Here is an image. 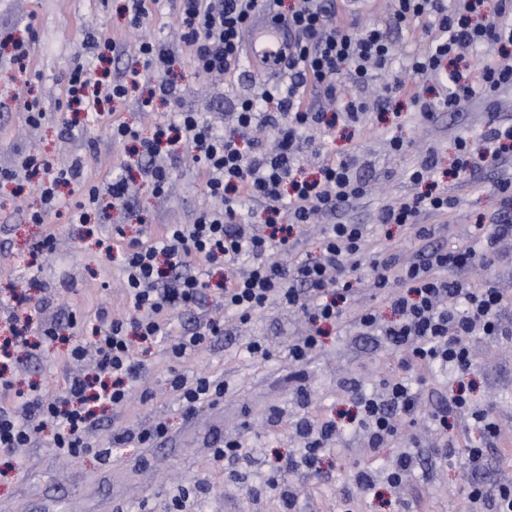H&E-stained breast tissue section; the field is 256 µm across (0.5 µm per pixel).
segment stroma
Segmentation results:
<instances>
[{
	"instance_id": "stroma-1",
	"label": "stroma",
	"mask_w": 512,
	"mask_h": 512,
	"mask_svg": "<svg viewBox=\"0 0 512 512\" xmlns=\"http://www.w3.org/2000/svg\"><path fill=\"white\" fill-rule=\"evenodd\" d=\"M126 5V0H0V38L27 41L32 61L30 71L21 73L8 55L0 54V169L18 168L25 154L39 152L62 166L84 157L89 179L101 186L113 175H124L142 223H126L124 213L112 208L105 193L92 222L106 233L114 225H123L132 239L155 235L164 224L192 223L199 211L221 208L222 203L209 195L204 176L187 156L176 163L166 194L152 195L143 173L148 159L113 143V121H124L146 135L153 117L170 116L180 107L200 113L220 134L231 125L238 99L259 98L266 82L247 71L235 79L195 73L188 50L175 39L180 0H150L148 19L138 30L128 24ZM91 28L116 44L108 65L115 81L141 68L137 56L141 38L152 36L175 47L180 103H158L149 115L132 97L116 113L78 117L66 113L62 78L94 63L93 52L85 46ZM393 79V74H385L365 90L371 107L359 133L350 137L338 128L317 129L311 145L303 149L299 165L307 175L316 171L317 157L353 151L359 174L371 191L349 210L319 217L304 228L295 246L298 255L317 257L314 243L327 225L346 222L367 225L371 239L408 261L426 245L451 248L475 234L477 217L495 215L498 202L492 186L498 178L512 177V161L448 179V192L457 197L458 205L445 216H422V223L431 230L427 241L416 240L411 229L377 224L383 205L421 192V185L408 178L417 156L434 153L438 170H448L455 159L457 138H468L474 148H482L488 122V104L479 95L430 123L422 120L418 105L406 97L390 98L385 109H378L374 102ZM24 85L46 111L36 129L28 125L27 114L15 99ZM395 136L413 141V153H393L390 140ZM37 184L34 177L0 182V314L14 293L42 300V308L28 324L33 341H39L43 324L66 321L70 314L84 313L92 323L100 312L113 316L126 308L123 271L116 264L103 268L97 238L87 235L85 226L54 216L45 225L28 223V213L40 205ZM49 231L56 237L54 252L31 259V244ZM218 314L224 320L223 336L184 359L179 370L190 380L202 372L226 380L229 388L222 400L202 405L192 419H185L176 393L166 383L169 364L164 347H151L142 356L145 370L140 391L124 406L101 416L89 433L91 453L69 459L42 438L22 449L19 459L0 457V512H173L175 497L185 489L191 492L185 512H279L278 499H258L248 491L272 474L293 493L290 512H468L466 489L472 478L512 483V337L470 336L473 365L465 377L452 371H413L424 417L414 427L413 437L398 436L376 450L353 421L356 408L345 383L355 379L367 390H380L394 362L382 337L360 336L350 327L340 332L328 329L301 379L295 381L289 376L288 349L309 329L307 318L274 303L244 325L235 314L220 313L215 296L209 293L196 312L172 314L169 333L181 334L195 316ZM252 338L267 341L268 358L246 351ZM66 354V344H41L33 358L10 374L16 386L38 382L49 393H63L66 373L61 361ZM461 380L471 386L476 406L493 407L502 428L501 440L486 450V465L476 474L463 469L457 459L436 456L438 435L428 418ZM304 416H326L341 425L335 451L324 456L316 479L300 469L274 470L278 457L298 452L301 442L294 426ZM159 420L168 423L169 432L152 447H113L114 429L143 430ZM238 436L251 455L238 465L240 483L229 484L213 450ZM100 448L110 449V456L98 457ZM405 453L418 462L414 474L401 485H388L387 470ZM357 465L375 473L377 487L347 502L341 488L351 482Z\"/></svg>"
}]
</instances>
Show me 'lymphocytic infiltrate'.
I'll return each instance as SVG.
<instances>
[{"mask_svg": "<svg viewBox=\"0 0 512 512\" xmlns=\"http://www.w3.org/2000/svg\"><path fill=\"white\" fill-rule=\"evenodd\" d=\"M259 0H182V43L190 52L195 69L202 74L231 76L242 65L244 25ZM287 17L300 36L295 55L288 61L287 86H273L260 99L238 102L232 126L216 134L198 113L180 110L175 120L155 125L151 137L124 122L112 125L114 143H140L144 156L159 148L171 153L189 152L212 197L222 201L218 210L198 214L190 224H166L150 241L126 239L122 226L102 240L106 262L120 261L125 274L129 314L97 318L92 330L96 365L92 373L71 375L65 393L44 401L43 389L33 384L15 388L5 371L29 349L24 331L11 328L0 340V392L11 396L14 406L0 408V455H8L41 435L67 458H78L92 447L87 434L97 425L104 409L123 405L143 372L139 350L165 342L166 355L174 367L167 383L177 393L185 417H192L206 403L223 398L224 381L200 374L187 380L176 365L209 340L223 335L222 325L206 319L180 336L169 337V314L195 307L204 288H213L220 304L240 319L264 311L272 301L307 317L312 327L291 345L288 356L294 366L306 364L318 349L324 326L338 328L352 323L361 336H384L395 357L392 374L383 380L380 392H370L359 382L347 390L360 418L358 425L371 448L378 449L401 433L418 416L419 397L408 378L421 365L453 367L467 373L472 356L466 339L473 333L511 336L512 301L491 283L474 285L463 275L466 266L490 263L498 258L497 244L512 238V179L495 186L498 218L480 227L477 238L457 243L452 250L434 248L420 253L412 263L398 264L386 248L370 250L365 225L331 224L318 241L321 260L291 258V238L308 224L312 214H333L352 206L363 193L355 160L344 152L323 160L318 176H299V153L305 133L313 128L359 131L366 110L361 91L392 59V47L379 27L356 30L339 15L336 0H294ZM390 17L399 25L421 30L424 48L407 57L408 77L395 84L396 93L419 102L424 120H433L441 109L470 98L474 88L460 67V51L496 46L497 60L485 63L481 85L494 93L512 86V0H390ZM138 55L142 70H131L125 84H108L97 69H74L65 83L64 104L69 112L117 111L130 95L146 90L142 110L154 99L178 100L180 87L173 77L176 63L172 49L152 38L141 39ZM438 78L442 94L424 98L417 78ZM275 103L276 109L258 113V101ZM262 124L276 134L274 146L245 139V129ZM484 150L472 153L467 139L456 141L451 176L478 171L485 161L512 156V123L491 119L483 133ZM432 159L418 162L410 177L425 185V192L386 205L380 212L383 224L411 227L417 238L427 236L416 219L423 213L447 214L456 205L447 186L436 177ZM26 175L45 173L41 183L43 206L31 211L28 221L45 223L49 214L66 211L69 223H87L99 203L100 191L91 183L82 159L66 166L35 153L23 161ZM71 189L70 197L58 193ZM260 202L268 213L262 228L242 223L236 202ZM372 252L371 280L376 296L389 302L396 317L382 323L377 307L354 312L344 308L360 280L359 258ZM251 255L248 273L235 269L243 255ZM470 419L480 430V443L441 441L446 452L463 459L468 470L484 465V449L499 436L501 426L491 411L476 407L466 385H459L445 410L431 419L439 431H447L449 418ZM297 433L302 448L287 457L285 470L304 467L316 473L322 454L338 434L332 419L300 420Z\"/></svg>", "mask_w": 512, "mask_h": 512, "instance_id": "obj_1", "label": "lymphocytic infiltrate"}]
</instances>
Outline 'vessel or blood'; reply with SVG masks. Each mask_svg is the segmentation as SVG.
Masks as SVG:
<instances>
[{
	"label": "vessel or blood",
	"mask_w": 512,
	"mask_h": 512,
	"mask_svg": "<svg viewBox=\"0 0 512 512\" xmlns=\"http://www.w3.org/2000/svg\"><path fill=\"white\" fill-rule=\"evenodd\" d=\"M298 45L296 29L269 5H261L248 21L243 62L249 70L276 79L287 70Z\"/></svg>",
	"instance_id": "vessel-or-blood-1"
}]
</instances>
